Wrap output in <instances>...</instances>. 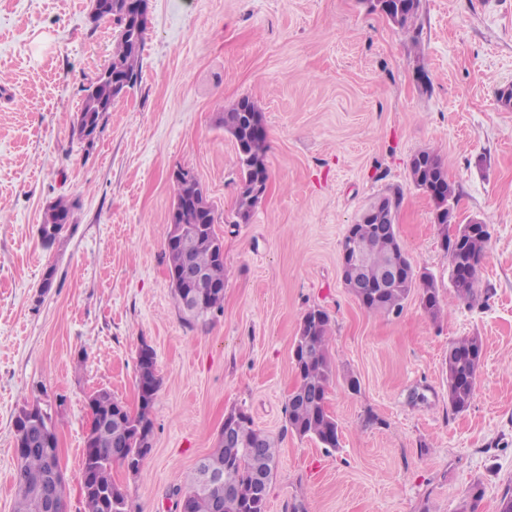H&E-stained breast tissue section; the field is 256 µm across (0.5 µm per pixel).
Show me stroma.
Returning a JSON list of instances; mask_svg holds the SVG:
<instances>
[{
  "mask_svg": "<svg viewBox=\"0 0 512 512\" xmlns=\"http://www.w3.org/2000/svg\"><path fill=\"white\" fill-rule=\"evenodd\" d=\"M90 10L0 0V512L14 504L15 417L36 401L56 424L69 512H85L88 400L106 390L137 409L144 343L159 378L152 450L139 475L112 468L129 512H178L234 408L278 444L267 512H499L512 489V105L499 99L512 88V0H421L403 29L367 0H149L140 79L89 146L73 119L117 35ZM243 97L262 109L269 185L238 224L236 146L219 116ZM422 149L456 186L458 222L490 228L480 280L492 293L470 304L410 179ZM178 169L206 190L224 240V310L192 324L165 256ZM394 194L441 319L415 293L400 314L367 312L343 282L348 227ZM60 197L73 215L47 250L38 227ZM313 307L331 317L335 450L291 433L285 412ZM467 336L483 359L457 413L445 359Z\"/></svg>",
  "mask_w": 512,
  "mask_h": 512,
  "instance_id": "stroma-1",
  "label": "stroma"
}]
</instances>
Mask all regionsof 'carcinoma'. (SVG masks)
Returning a JSON list of instances; mask_svg holds the SVG:
<instances>
[{"label":"carcinoma","mask_w":512,"mask_h":512,"mask_svg":"<svg viewBox=\"0 0 512 512\" xmlns=\"http://www.w3.org/2000/svg\"><path fill=\"white\" fill-rule=\"evenodd\" d=\"M103 5L99 19L112 20L118 25L116 43L112 50L111 65H117L116 74L123 78L125 90L132 89L139 78L140 56L146 26L133 31L127 21L124 0H98ZM421 0H389L382 5L375 0L371 7L383 12L394 24L407 27L416 17ZM122 97L110 79L98 74L85 88L82 107L77 120L78 134L86 125H99L104 115L112 111L113 104ZM224 131L236 142V166L241 175L242 190L237 198L234 223L246 224L251 219L260 197L256 182L269 178L266 166L267 134L263 128L262 112L257 103L242 97L224 108L219 117ZM412 182L420 189L433 186L431 198L435 202V223L442 227L441 245L450 261V278L458 299L473 301L481 285L479 270L489 240V225L485 224L463 240L448 234V225L456 223L454 204L456 189L448 180L447 170L437 153L424 149L409 161ZM175 198L188 204L183 213V227L195 240L185 250L165 241L168 271L174 294L180 295L177 285L179 270L187 265L208 272L209 277L224 283V243L215 231L218 222L215 207L208 196L201 195L198 183L174 180ZM54 212L62 215L63 223L54 225L59 235L72 219V204L59 198L51 203ZM350 235H358L370 243L364 261L363 276L368 281L377 279L383 263L396 258L404 267V275L386 288H372L356 296L369 312L398 314L404 301L415 291L420 303L433 318L444 312L439 288L431 273L418 272L410 263L396 232V225L376 217L370 222L348 228ZM350 235L344 236L341 247L347 250ZM224 307V293L207 292L199 301L198 313L192 321L205 319L208 313ZM331 318L321 308L308 310L302 318L297 336L299 357L295 361L297 381L288 399V424L300 437L316 439L326 448L339 447V425L327 411V388L333 373L329 356L328 334ZM483 358V344L478 336L465 337L448 347V400L452 409L465 411L474 396ZM137 385L139 403L137 411L129 410L122 402L104 391L95 398L92 417L82 457V475H91V484L84 491L86 512H127L126 497L112 480L113 444L123 450L121 465L130 472H140L146 456L143 439L153 435L151 409L159 387L155 358L138 360ZM56 434L51 416L36 407L34 426L30 433L17 430L16 440L28 439L27 451L16 454L18 468L13 512H44L45 506L39 490L48 479L52 467L60 463L53 448L43 443L42 433ZM204 461L220 472V485L209 492L198 494L199 469L190 475L185 494L188 495L186 512H212L213 499H224L223 512H266L267 495L261 494L257 476L264 473L267 484H272L277 471V444L265 432L256 428L252 417L244 415L236 430V444L224 447L218 440Z\"/></svg>","instance_id":"cac0c4a2"}]
</instances>
